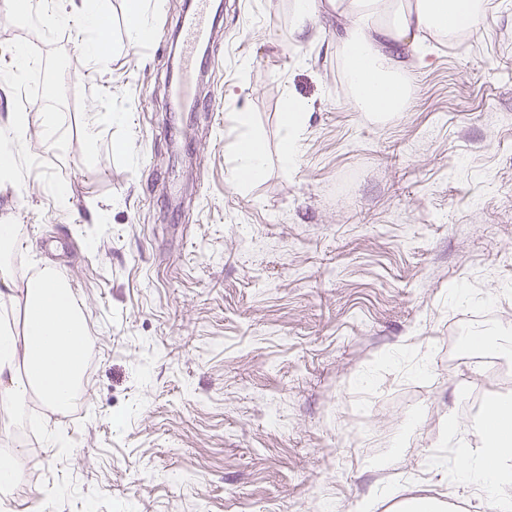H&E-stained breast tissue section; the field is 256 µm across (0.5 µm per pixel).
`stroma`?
<instances>
[{"instance_id":"35a3bbf8","label":"stroma","mask_w":512,"mask_h":512,"mask_svg":"<svg viewBox=\"0 0 512 512\" xmlns=\"http://www.w3.org/2000/svg\"><path fill=\"white\" fill-rule=\"evenodd\" d=\"M147 2L155 39L105 67L66 31L64 153L25 105L66 204L34 171L0 184L29 243L15 278L54 264L91 334L85 403L0 423V456L28 451L19 512H488L450 482L445 429L479 450L484 408L512 400L474 361L512 366V0L401 52L413 96L387 119L348 104L336 9L300 33L293 0H224L198 86L213 117L168 111L187 0ZM290 96L307 121L288 164ZM248 131L266 172L242 183Z\"/></svg>"}]
</instances>
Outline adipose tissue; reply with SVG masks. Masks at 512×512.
I'll return each mask as SVG.
<instances>
[{
    "label": "adipose tissue",
    "instance_id": "1",
    "mask_svg": "<svg viewBox=\"0 0 512 512\" xmlns=\"http://www.w3.org/2000/svg\"><path fill=\"white\" fill-rule=\"evenodd\" d=\"M394 12L392 0H356L342 7L349 52L347 83L353 106L374 116L403 111L412 89L399 69L401 48L423 30L450 33L474 24L478 0H416ZM19 238L14 224H0V304L15 310L20 326L0 324V413H17L29 396L64 409L83 402L81 382L90 338L80 308L55 266L46 264L25 282L11 274ZM484 448L461 455L456 476L472 491L493 486L495 512H512V402L495 401L479 420Z\"/></svg>",
    "mask_w": 512,
    "mask_h": 512
}]
</instances>
